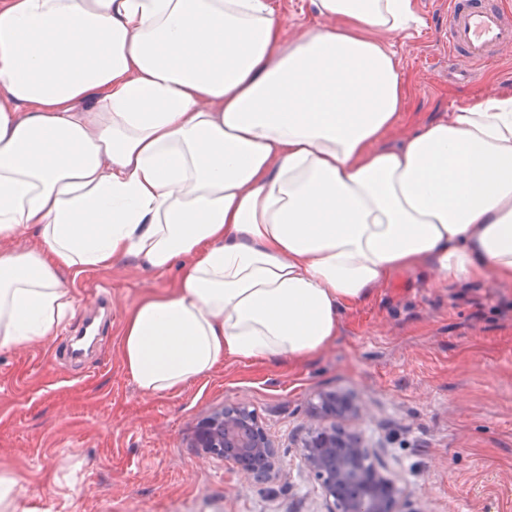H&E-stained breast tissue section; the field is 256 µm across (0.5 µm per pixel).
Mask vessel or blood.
<instances>
[{
	"label": "vessel or blood",
	"mask_w": 512,
	"mask_h": 512,
	"mask_svg": "<svg viewBox=\"0 0 512 512\" xmlns=\"http://www.w3.org/2000/svg\"><path fill=\"white\" fill-rule=\"evenodd\" d=\"M445 37L449 59L490 66L512 46V12L501 0H451Z\"/></svg>",
	"instance_id": "obj_1"
}]
</instances>
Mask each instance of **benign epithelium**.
<instances>
[{
    "instance_id": "obj_1",
    "label": "benign epithelium",
    "mask_w": 512,
    "mask_h": 512,
    "mask_svg": "<svg viewBox=\"0 0 512 512\" xmlns=\"http://www.w3.org/2000/svg\"><path fill=\"white\" fill-rule=\"evenodd\" d=\"M247 412L241 402L212 411L199 423L191 447L224 459L249 488L276 478L279 452L257 417L243 418ZM369 417L370 410L343 391L320 393L312 405L297 447L330 504L327 512H394L401 489L381 471L372 446L356 430Z\"/></svg>"
}]
</instances>
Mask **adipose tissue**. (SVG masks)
I'll use <instances>...</instances> for the list:
<instances>
[{
  "instance_id": "obj_1",
  "label": "adipose tissue",
  "mask_w": 512,
  "mask_h": 512,
  "mask_svg": "<svg viewBox=\"0 0 512 512\" xmlns=\"http://www.w3.org/2000/svg\"><path fill=\"white\" fill-rule=\"evenodd\" d=\"M313 3L290 41L272 0H0V241L38 237L0 250V349L126 257L179 271L123 325L151 396L313 360L404 270L512 285V94L384 146L414 0Z\"/></svg>"
}]
</instances>
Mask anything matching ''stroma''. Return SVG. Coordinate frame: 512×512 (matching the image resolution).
<instances>
[{"instance_id": "1", "label": "stroma", "mask_w": 512, "mask_h": 512, "mask_svg": "<svg viewBox=\"0 0 512 512\" xmlns=\"http://www.w3.org/2000/svg\"><path fill=\"white\" fill-rule=\"evenodd\" d=\"M419 24L387 35L406 105L385 142L476 97L512 93V49L500 69L448 77L439 40L448 0H415ZM127 258L63 273L74 321L112 297V322L81 361L63 356L64 330L0 349V466L20 478L17 512H326L297 442L321 391L369 407L357 429L402 489L396 512H512V286L437 284L423 269L396 274L344 310L336 341L303 364L233 361L180 392L149 397L123 367L127 312L176 287ZM246 402L278 444V478L244 489L222 459L189 441L214 409Z\"/></svg>"}]
</instances>
